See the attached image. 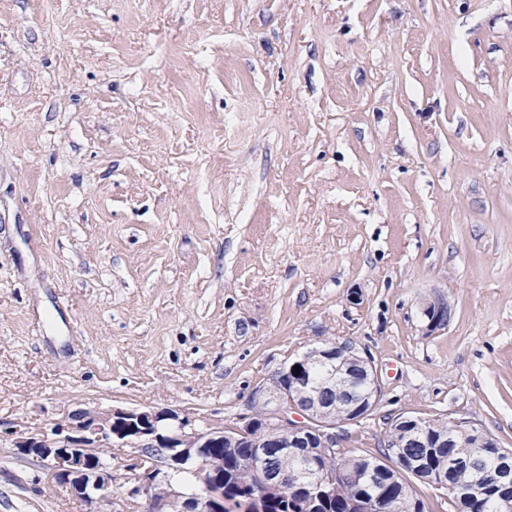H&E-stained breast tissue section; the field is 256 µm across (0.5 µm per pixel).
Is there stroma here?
Masks as SVG:
<instances>
[{
  "instance_id": "obj_1",
  "label": "stroma",
  "mask_w": 512,
  "mask_h": 512,
  "mask_svg": "<svg viewBox=\"0 0 512 512\" xmlns=\"http://www.w3.org/2000/svg\"><path fill=\"white\" fill-rule=\"evenodd\" d=\"M323 341L377 370L357 453L512 448V0H0V512H88L14 434L231 427ZM452 310L444 299H438L426 304L424 315L427 318V329L429 333L441 331L448 326Z\"/></svg>"
}]
</instances>
